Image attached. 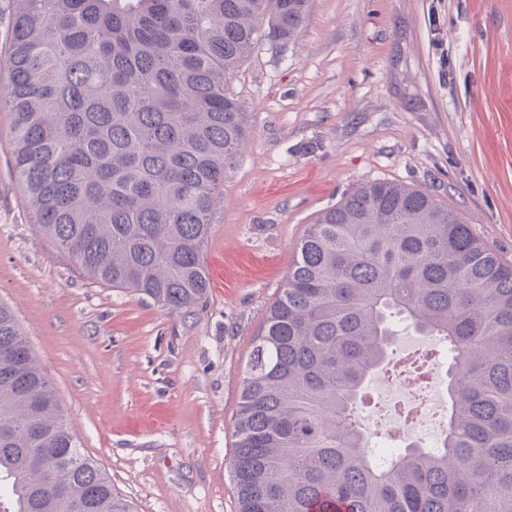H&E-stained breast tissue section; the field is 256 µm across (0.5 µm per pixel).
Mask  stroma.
<instances>
[{"instance_id":"obj_1","label":"stroma","mask_w":512,"mask_h":512,"mask_svg":"<svg viewBox=\"0 0 512 512\" xmlns=\"http://www.w3.org/2000/svg\"><path fill=\"white\" fill-rule=\"evenodd\" d=\"M224 91L249 137L224 171L208 294L179 314L92 282L36 230L0 112V302L135 512H237L243 368L323 211L393 181L512 263V0H310L297 39L258 42Z\"/></svg>"}]
</instances>
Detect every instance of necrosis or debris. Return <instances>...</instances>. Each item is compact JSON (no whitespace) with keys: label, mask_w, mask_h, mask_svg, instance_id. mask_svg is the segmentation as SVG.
Segmentation results:
<instances>
[{"label":"necrosis or debris","mask_w":512,"mask_h":512,"mask_svg":"<svg viewBox=\"0 0 512 512\" xmlns=\"http://www.w3.org/2000/svg\"><path fill=\"white\" fill-rule=\"evenodd\" d=\"M357 411L367 447L391 458L409 446L434 447L446 431L448 364L432 348L404 349Z\"/></svg>","instance_id":"1"}]
</instances>
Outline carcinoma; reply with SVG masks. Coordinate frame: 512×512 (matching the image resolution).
Instances as JSON below:
<instances>
[{"instance_id":"1","label":"carcinoma","mask_w":512,"mask_h":512,"mask_svg":"<svg viewBox=\"0 0 512 512\" xmlns=\"http://www.w3.org/2000/svg\"><path fill=\"white\" fill-rule=\"evenodd\" d=\"M309 0H4L13 167L36 229L91 280L172 313L207 295L224 169L248 135L224 79ZM398 318L448 343L447 431L380 467L352 414ZM237 512H512V264L432 196L377 181L308 225L251 341ZM0 512H133L82 452L0 303Z\"/></svg>"}]
</instances>
